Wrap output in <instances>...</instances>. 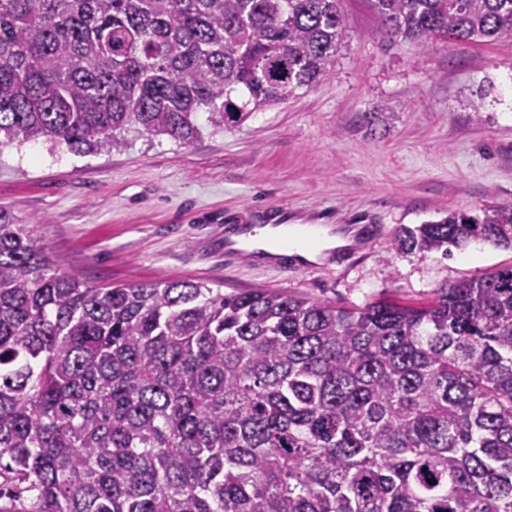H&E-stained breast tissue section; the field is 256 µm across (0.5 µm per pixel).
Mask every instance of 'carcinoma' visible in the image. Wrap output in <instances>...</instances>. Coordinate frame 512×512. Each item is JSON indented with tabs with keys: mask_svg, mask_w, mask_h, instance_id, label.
Returning <instances> with one entry per match:
<instances>
[{
	"mask_svg": "<svg viewBox=\"0 0 512 512\" xmlns=\"http://www.w3.org/2000/svg\"><path fill=\"white\" fill-rule=\"evenodd\" d=\"M340 0H0V146L183 145L334 73ZM425 52L512 0H371ZM512 248V206L391 243ZM25 512H512V266L420 306L95 285L0 214V475Z\"/></svg>",
	"mask_w": 512,
	"mask_h": 512,
	"instance_id": "carcinoma-1",
	"label": "carcinoma"
}]
</instances>
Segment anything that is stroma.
I'll use <instances>...</instances> for the list:
<instances>
[{"instance_id": "35a3bbf8", "label": "stroma", "mask_w": 512, "mask_h": 512, "mask_svg": "<svg viewBox=\"0 0 512 512\" xmlns=\"http://www.w3.org/2000/svg\"><path fill=\"white\" fill-rule=\"evenodd\" d=\"M334 76L182 145L129 136L111 154L43 141L0 148V213L34 224L46 255L94 284L194 280L266 288L332 307L420 303L512 265L472 242L401 255L397 232L451 211L512 205V35L420 52L379 33L368 0H341ZM239 224H329L377 233L349 259L224 263Z\"/></svg>"}]
</instances>
